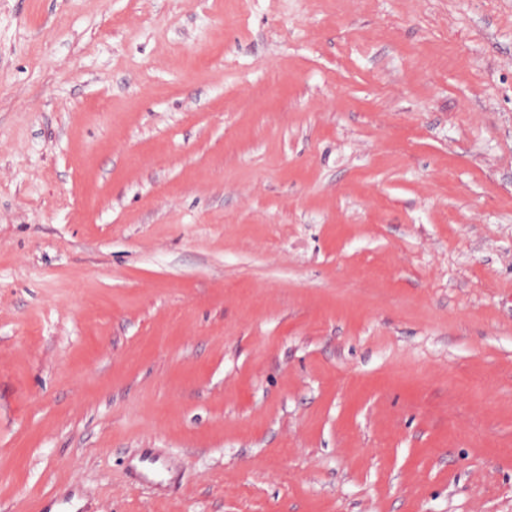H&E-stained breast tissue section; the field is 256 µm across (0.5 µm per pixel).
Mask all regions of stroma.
Listing matches in <instances>:
<instances>
[{
    "label": "stroma",
    "mask_w": 512,
    "mask_h": 512,
    "mask_svg": "<svg viewBox=\"0 0 512 512\" xmlns=\"http://www.w3.org/2000/svg\"><path fill=\"white\" fill-rule=\"evenodd\" d=\"M0 512H512V0H0Z\"/></svg>",
    "instance_id": "obj_1"
}]
</instances>
